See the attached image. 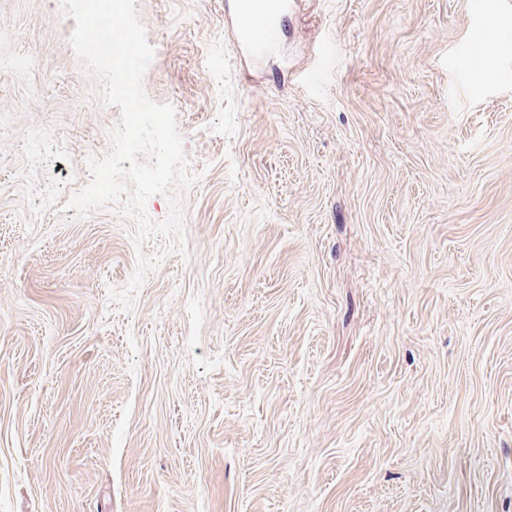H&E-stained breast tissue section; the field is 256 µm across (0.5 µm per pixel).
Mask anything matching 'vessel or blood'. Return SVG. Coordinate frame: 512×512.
Listing matches in <instances>:
<instances>
[{"label": "vessel or blood", "instance_id": "1", "mask_svg": "<svg viewBox=\"0 0 512 512\" xmlns=\"http://www.w3.org/2000/svg\"><path fill=\"white\" fill-rule=\"evenodd\" d=\"M289 0H234L230 21L233 53L262 54L283 33Z\"/></svg>", "mask_w": 512, "mask_h": 512}]
</instances>
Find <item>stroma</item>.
Wrapping results in <instances>:
<instances>
[{
	"label": "stroma",
	"mask_w": 512,
	"mask_h": 512,
	"mask_svg": "<svg viewBox=\"0 0 512 512\" xmlns=\"http://www.w3.org/2000/svg\"><path fill=\"white\" fill-rule=\"evenodd\" d=\"M296 2L244 62L224 0H135L167 254L66 209L120 109L0 0V512H512V0Z\"/></svg>",
	"instance_id": "1"
}]
</instances>
